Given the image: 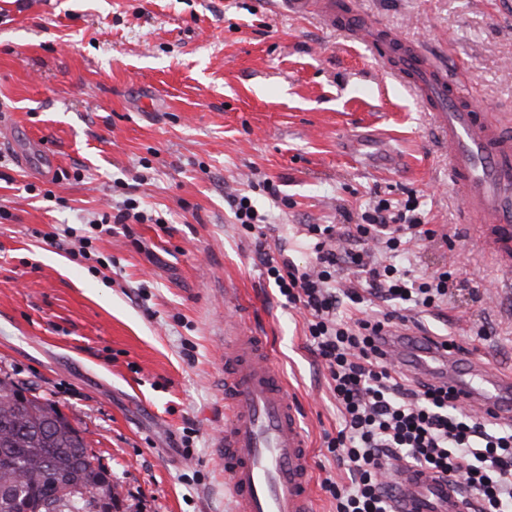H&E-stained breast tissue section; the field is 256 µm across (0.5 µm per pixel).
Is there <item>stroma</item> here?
Listing matches in <instances>:
<instances>
[{"mask_svg":"<svg viewBox=\"0 0 512 512\" xmlns=\"http://www.w3.org/2000/svg\"><path fill=\"white\" fill-rule=\"evenodd\" d=\"M356 2L512 120V0ZM33 139L52 174L22 164ZM266 177L279 198L255 189ZM244 192L275 226L271 252L300 268L305 225L357 224L375 198L398 210L416 194L437 236L402 263H455L460 284L411 330L463 345L458 373L512 371V269L464 222L427 108L364 45L280 0H0V376L79 425L117 512H233L216 443L235 321L267 337L302 408L317 512L333 510L326 475L347 479L324 447L336 406L304 315L230 211ZM130 193L159 223L91 227ZM78 235L94 259L69 258Z\"/></svg>","mask_w":512,"mask_h":512,"instance_id":"obj_1","label":"stroma"}]
</instances>
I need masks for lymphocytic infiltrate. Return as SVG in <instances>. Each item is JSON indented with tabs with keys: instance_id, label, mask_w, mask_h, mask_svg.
I'll use <instances>...</instances> for the list:
<instances>
[{
	"instance_id": "obj_1",
	"label": "lymphocytic infiltrate",
	"mask_w": 512,
	"mask_h": 512,
	"mask_svg": "<svg viewBox=\"0 0 512 512\" xmlns=\"http://www.w3.org/2000/svg\"><path fill=\"white\" fill-rule=\"evenodd\" d=\"M230 208L253 235L269 282L304 311L305 335L326 371L339 424L324 443L349 475L345 484L330 476L322 482L334 512H394L399 487L388 481L386 469L396 464L447 476L473 512H512V422L490 412L473 414L446 384L406 374L377 341L402 312L439 307L456 279L451 267L415 278L393 260L371 256L375 246L394 259L433 240L416 204L395 214L381 200L363 223L307 225L314 260L303 272L267 249L263 227L269 217L249 196H232ZM346 268L355 271L356 285L338 280ZM375 300L389 304V311L369 315L364 304Z\"/></svg>"
}]
</instances>
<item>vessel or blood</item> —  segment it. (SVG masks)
<instances>
[{
    "instance_id": "1",
    "label": "vessel or blood",
    "mask_w": 512,
    "mask_h": 512,
    "mask_svg": "<svg viewBox=\"0 0 512 512\" xmlns=\"http://www.w3.org/2000/svg\"><path fill=\"white\" fill-rule=\"evenodd\" d=\"M288 12L312 15L330 29L363 37L365 23L339 0H281ZM394 77L423 98L448 148V179L462 198L497 264L512 263V132L489 119L447 80L440 61L416 46L397 58L379 52ZM461 400L482 411L503 412L512 373H480L477 381L451 380ZM224 434L218 448L234 512H316L310 492V457L298 406L275 368L264 337L243 326L224 338ZM402 494L397 512H468L447 479L419 469L395 470Z\"/></svg>"
}]
</instances>
